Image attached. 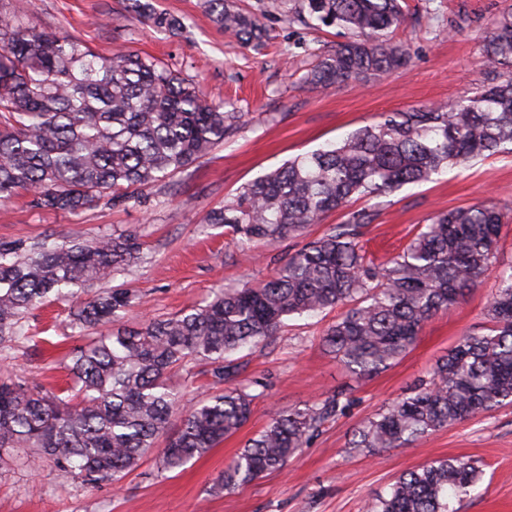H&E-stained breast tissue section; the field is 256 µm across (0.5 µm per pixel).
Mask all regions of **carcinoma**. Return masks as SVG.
Masks as SVG:
<instances>
[{
  "label": "carcinoma",
  "mask_w": 512,
  "mask_h": 512,
  "mask_svg": "<svg viewBox=\"0 0 512 512\" xmlns=\"http://www.w3.org/2000/svg\"><path fill=\"white\" fill-rule=\"evenodd\" d=\"M205 10L240 40L263 44L254 16L233 0ZM294 11L347 40L323 54L307 80L332 86L408 64V45L390 33L406 22L400 0H296ZM481 79L444 105L389 112L340 143L305 153L243 186L209 224L245 250L257 241L304 237L328 212L345 220L307 242L268 279L220 289L203 305L120 325L139 298L107 288L77 303L71 328L89 340L73 348L72 394L60 397L20 377L0 383V463L50 459L93 487H117L159 441L160 467L172 471L218 446L249 419L255 395L235 382L236 355L275 335L294 315L343 308L322 344L357 377L376 375L415 345L432 317L459 304L493 274L498 288L484 333L460 336L430 379L355 431L352 447L408 448L419 438L502 405H512V266H495L511 208L480 203L439 212L396 256H367L363 228L376 213L349 204L382 197L487 155H512V13L484 44ZM242 114L205 100L164 63L37 30L23 0L0 13V200L21 193L33 208L80 213L105 195L139 198L224 145ZM132 234L93 243H0V346L27 335L23 319L39 305L92 291L140 258ZM210 366L220 392L189 405L166 382L189 361ZM341 391L313 405L270 412L266 427L224 470L227 490L282 471L326 421L345 413ZM181 424L172 430V418ZM475 460L442 459L403 473L366 512H453V500L481 481Z\"/></svg>",
  "instance_id": "1"
}]
</instances>
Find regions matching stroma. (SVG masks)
Masks as SVG:
<instances>
[{
	"mask_svg": "<svg viewBox=\"0 0 512 512\" xmlns=\"http://www.w3.org/2000/svg\"><path fill=\"white\" fill-rule=\"evenodd\" d=\"M39 30L68 35L109 54L133 51L159 59L196 83L210 101L233 103L244 122L224 145L166 182L146 187L139 201L102 198L72 215L31 208L24 195L0 202V242H92L136 233L141 260L117 274L114 285L140 297L124 326L164 318L202 304L214 291L266 279L278 261L342 223L328 214L306 238L260 242L241 254L222 226L206 215L257 176L292 157L339 142L387 112L447 103L471 88L493 20L512 0H405L408 27L393 35L407 43L411 61L361 84L323 88L305 77L318 56L342 42L337 27H314L268 0H240L266 31L264 46L238 41L216 24L202 0H145L149 16L128 0H24ZM176 18L177 30L157 28L152 15ZM494 201L512 207V155L479 158L434 180L409 184L386 197L357 200L375 210L362 240L377 258L392 256L435 213ZM496 287L485 278L459 305L422 329L414 348L385 371L352 378L322 346L336 318L294 316L252 355L240 378L256 399L248 422L234 435L175 471L161 470L149 451L119 488H91L52 461L36 468L0 467V512H363L366 499L384 492L403 471L445 458H476L484 477L457 512H512V405L433 432L408 448L375 452L350 447L359 424L402 396L454 346L458 337L488 326L486 309ZM68 301L31 310V337L13 343L0 360V379L21 376L59 393L71 382L67 355L76 340ZM347 390L346 412L325 422L284 473H272L227 492L216 484L226 463L262 430L271 409L304 406Z\"/></svg>",
	"mask_w": 512,
	"mask_h": 512,
	"instance_id": "1",
	"label": "stroma"
}]
</instances>
